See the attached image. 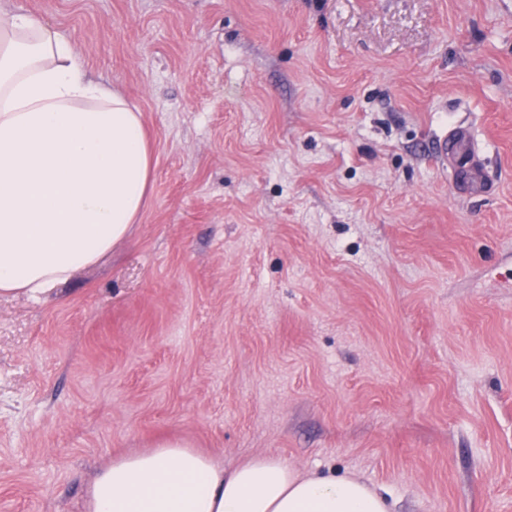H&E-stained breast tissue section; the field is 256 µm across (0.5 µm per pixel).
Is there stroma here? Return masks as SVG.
Returning <instances> with one entry per match:
<instances>
[{
  "label": "stroma",
  "instance_id": "35a3bbf8",
  "mask_svg": "<svg viewBox=\"0 0 512 512\" xmlns=\"http://www.w3.org/2000/svg\"><path fill=\"white\" fill-rule=\"evenodd\" d=\"M141 112L131 235L0 297V512L164 439L512 512V0H0ZM472 127L491 189L433 155Z\"/></svg>",
  "mask_w": 512,
  "mask_h": 512
}]
</instances>
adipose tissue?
Here are the masks:
<instances>
[{"mask_svg":"<svg viewBox=\"0 0 512 512\" xmlns=\"http://www.w3.org/2000/svg\"><path fill=\"white\" fill-rule=\"evenodd\" d=\"M140 112L89 79L72 42L0 10V297L38 302L138 223L153 180ZM87 512H388L354 476H304L271 455L225 469L166 440L112 459Z\"/></svg>","mask_w":512,"mask_h":512,"instance_id":"adipose-tissue-1","label":"adipose tissue"}]
</instances>
